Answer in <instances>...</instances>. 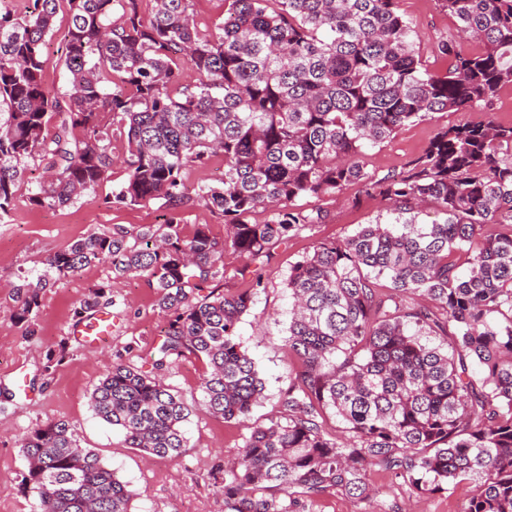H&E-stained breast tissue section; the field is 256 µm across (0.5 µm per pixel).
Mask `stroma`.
<instances>
[{"mask_svg":"<svg viewBox=\"0 0 512 512\" xmlns=\"http://www.w3.org/2000/svg\"><path fill=\"white\" fill-rule=\"evenodd\" d=\"M398 7L419 35L416 50L422 62L434 70L445 69L437 43L455 26L438 0H399ZM489 118L512 124V86L502 89L489 107L440 112L405 125L368 149L363 164L367 171L381 175L402 169L422 153L439 129ZM126 152L125 138L113 137L110 177L91 200L40 209L21 197L8 215L0 217V512H35L19 442L35 428L57 421L68 423L80 446L93 449L129 485L134 493L130 512H227L220 490L225 466L234 461L252 426L278 416L280 397L300 370L299 363L289 358L285 342L292 300L284 279L290 267L318 242L350 236L362 224L395 219L392 204L380 198L352 204L355 190L350 187L337 196L300 198V208L325 211V222L276 248L263 270L233 252L225 253L218 292L234 294L253 286L254 281L262 283L238 332L265 383L263 397L243 421L227 422L192 410L184 425L187 443L182 454L173 460L162 459L128 447L120 431L98 418L90 405L95 385L113 364L151 370L168 320L155 303L153 288L140 276H115L106 263L90 265L64 279L46 264L54 252L91 233L115 225L133 231L138 225L161 220L165 209L158 200L128 207L104 204V197L127 178L121 163ZM37 281L43 287L32 312L35 330L30 333L13 314L22 285ZM97 284L104 286L109 300L112 337L89 348L69 336L68 329L75 321V309ZM206 370L205 359L188 355L166 372L165 382L190 403L202 397L200 382ZM367 481L375 491L362 506L367 512H462L472 489L467 480L452 495L418 497L376 468L368 470ZM362 507L336 492L309 504L307 512H358Z\"/></svg>","mask_w":512,"mask_h":512,"instance_id":"stroma-1","label":"stroma"}]
</instances>
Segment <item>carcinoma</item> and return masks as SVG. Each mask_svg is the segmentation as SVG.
<instances>
[{
  "label": "carcinoma",
  "mask_w": 512,
  "mask_h": 512,
  "mask_svg": "<svg viewBox=\"0 0 512 512\" xmlns=\"http://www.w3.org/2000/svg\"><path fill=\"white\" fill-rule=\"evenodd\" d=\"M27 0L0 9V215L15 206L29 167L48 177L29 193L36 208L91 196L112 168V135L124 133L127 179L104 203L164 200L160 224L102 230L53 253L59 277L94 262L143 276L169 315L149 373L124 364L95 386L93 412L125 442L175 459L191 410L162 381L189 354L207 360L197 406L226 422L263 396L255 361L237 333L253 302L246 289L199 294L224 279V253L250 263L320 224L296 205L339 194L379 197L408 215L319 242L284 281L293 299L286 345L300 364L280 415L251 427L224 469L228 512H304L341 492L375 491L369 467L419 496L476 481L462 512H512V125L493 120L442 128L422 154L382 177L364 148L439 112L491 104L512 84V0H438L456 32L432 71L398 0H224V19L202 33L193 0ZM66 5L64 98L44 82L43 54ZM224 157V179L191 197L181 172ZM204 203L224 217L187 236L181 210ZM436 204L444 220L416 223ZM258 208L270 218L258 224ZM487 224L502 230L485 235ZM466 271H461V267ZM390 291L380 294L375 281ZM43 282L25 284L14 314L30 322ZM109 304L94 287L75 312ZM344 425L339 441L326 419ZM37 512H128L127 483L83 448L68 423L21 440Z\"/></svg>",
  "instance_id": "obj_1"
}]
</instances>
